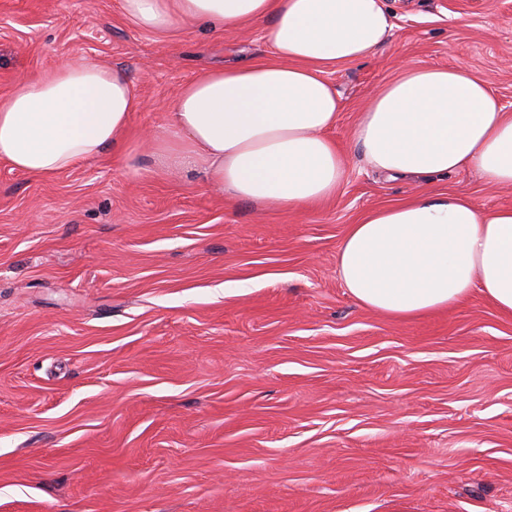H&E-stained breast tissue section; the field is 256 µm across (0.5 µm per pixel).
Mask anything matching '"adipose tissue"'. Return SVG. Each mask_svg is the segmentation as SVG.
<instances>
[{"label":"adipose tissue","instance_id":"1","mask_svg":"<svg viewBox=\"0 0 512 512\" xmlns=\"http://www.w3.org/2000/svg\"><path fill=\"white\" fill-rule=\"evenodd\" d=\"M122 12L162 36L184 21L218 34L264 26L265 55L181 87L148 139L161 168L203 172L218 193L269 211L302 212L335 195L346 169L330 135L341 102L325 74L387 42L384 0H122ZM141 108L120 69L58 65L0 97V161L47 177L127 149ZM353 140L391 179L467 169L512 186V113L489 77L461 66L401 64L360 112ZM337 268L356 303L395 319L455 307L476 288L512 314V207L418 193L350 225Z\"/></svg>","mask_w":512,"mask_h":512}]
</instances>
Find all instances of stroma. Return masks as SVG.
<instances>
[{
  "mask_svg": "<svg viewBox=\"0 0 512 512\" xmlns=\"http://www.w3.org/2000/svg\"><path fill=\"white\" fill-rule=\"evenodd\" d=\"M386 3L388 41L327 75L346 174L313 209L220 200L146 148L0 162V512H512V315L476 292L394 319L336 264L350 225L420 190L512 206L471 171L377 175L352 138L403 59L512 98V0ZM266 51L257 26L158 37L120 0H0V97L98 60L146 104L136 142L196 74Z\"/></svg>",
  "mask_w": 512,
  "mask_h": 512,
  "instance_id": "1",
  "label": "stroma"
}]
</instances>
